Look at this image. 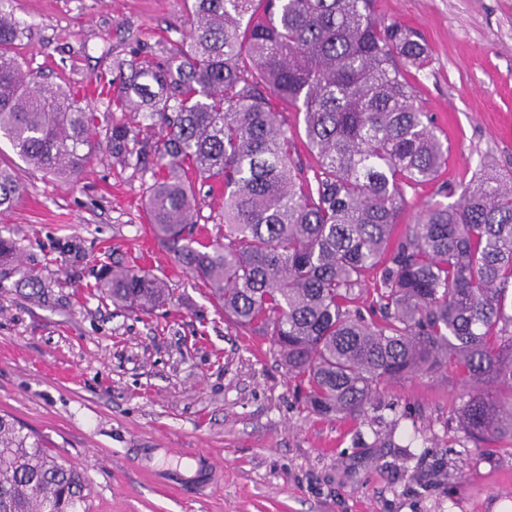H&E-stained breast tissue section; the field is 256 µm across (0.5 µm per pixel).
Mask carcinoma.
<instances>
[{"instance_id":"obj_1","label":"carcinoma","mask_w":512,"mask_h":512,"mask_svg":"<svg viewBox=\"0 0 512 512\" xmlns=\"http://www.w3.org/2000/svg\"><path fill=\"white\" fill-rule=\"evenodd\" d=\"M189 42L165 56L140 49L113 66L112 94L92 108L23 68L25 34L0 7V138L37 171L77 179L96 147L151 173L150 230L209 288L224 319L269 337L305 406L358 419L382 382L453 363L474 384L461 426L484 448H512V177L482 167L445 186L398 238L405 188L431 182L448 145L417 104L403 68L423 67L410 28L373 0H184ZM303 114L312 153L272 100ZM159 128L155 142L142 137ZM224 193V232L193 236V182ZM22 187L0 168V213ZM459 196L451 202L449 198ZM375 271L372 311L354 305ZM22 271L0 236V276ZM115 307L150 313L170 291L120 262L96 283ZM86 469L0 415V512H87Z\"/></svg>"}]
</instances>
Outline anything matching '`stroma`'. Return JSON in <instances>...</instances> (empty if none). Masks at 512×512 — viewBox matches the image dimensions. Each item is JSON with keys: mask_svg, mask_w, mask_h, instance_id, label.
<instances>
[{"mask_svg": "<svg viewBox=\"0 0 512 512\" xmlns=\"http://www.w3.org/2000/svg\"><path fill=\"white\" fill-rule=\"evenodd\" d=\"M24 23L31 74L94 102L114 58L153 53L190 31L183 0H7ZM415 29L428 64L409 69L418 104L448 142L436 182L407 190L402 225L438 186L481 164L512 172V0H376ZM0 166L23 186L0 215L23 273L0 278V413L86 467L89 512H512V452L476 447L459 426L473 390L461 369L380 387L358 421L303 410L265 336L231 328L208 289L151 241L141 172L98 150L74 181L29 168L9 144ZM194 235L215 239L224 197L200 184ZM166 280L144 315L94 286L102 264ZM202 450L224 474L207 496L155 482Z\"/></svg>", "mask_w": 512, "mask_h": 512, "instance_id": "35a3bbf8", "label": "stroma"}]
</instances>
